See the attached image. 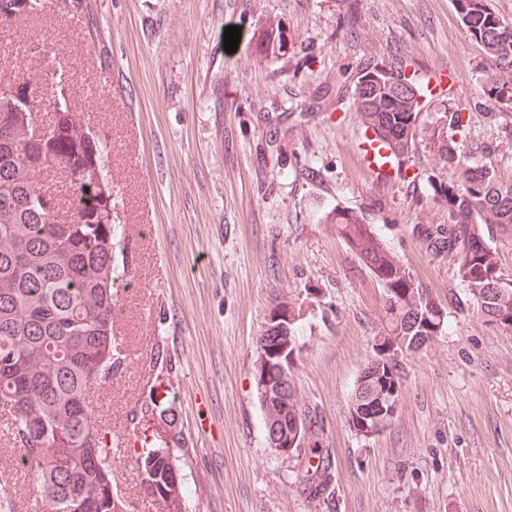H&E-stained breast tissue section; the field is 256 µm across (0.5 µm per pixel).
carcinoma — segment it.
Returning a JSON list of instances; mask_svg holds the SVG:
<instances>
[{
  "instance_id": "1",
  "label": "carcinoma",
  "mask_w": 512,
  "mask_h": 512,
  "mask_svg": "<svg viewBox=\"0 0 512 512\" xmlns=\"http://www.w3.org/2000/svg\"><path fill=\"white\" fill-rule=\"evenodd\" d=\"M455 7L464 33L483 56L484 92L511 108L512 23L488 0H455ZM28 50L39 56L35 72L0 74V408L48 512H129L112 484L109 431L97 420L91 393L96 381L89 376L96 367L106 379L124 359L114 335L117 232L108 209L114 187L106 171L112 139L66 102L43 122V137L30 138L36 117L20 111L4 90L22 80L38 94L53 96L66 70L49 52L31 44ZM405 73L400 59L368 62L355 84L364 130L385 141L396 159L417 150L422 99L431 95ZM431 146L452 171L445 194L448 226L416 225L414 233L428 255L448 257L480 309L486 288L502 277L493 232L512 235V184L501 180L491 161L464 160L452 139L439 137ZM87 214L96 219L86 221ZM330 223L384 288L380 335L417 336L416 323L446 321L434 311L441 302L361 215L338 209ZM494 314L512 326V286H504ZM258 401L267 422L304 420L307 447L317 451L319 430L293 388ZM136 412L165 431L174 421L173 402L158 398L153 387ZM129 452L159 512H185L189 491L167 439L145 437ZM330 469L326 462L315 467L316 478L302 479L315 503L333 499L335 488L326 481Z\"/></svg>"
}]
</instances>
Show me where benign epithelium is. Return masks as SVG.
Returning <instances> with one entry per match:
<instances>
[{
	"mask_svg": "<svg viewBox=\"0 0 512 512\" xmlns=\"http://www.w3.org/2000/svg\"><path fill=\"white\" fill-rule=\"evenodd\" d=\"M31 0H0V24L9 25L14 16L30 8ZM293 321L288 304L279 306L271 315L264 331V340L273 346L259 350L255 382L259 390L270 395L281 394L291 381L288 363L293 361L297 348L289 326ZM280 335H274V332ZM428 337L417 336L412 344H400L395 349L392 341L377 343L376 356L362 369L357 396L351 402L352 425L362 435H372L383 430L394 418L398 408L399 383L390 367L391 361L407 356L424 347ZM306 438L304 423L297 419L290 425L280 422L268 424L269 447L284 458L294 457L304 445Z\"/></svg>",
	"mask_w": 512,
	"mask_h": 512,
	"instance_id": "7a95c632",
	"label": "benign epithelium"
}]
</instances>
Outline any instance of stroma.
<instances>
[{"label": "stroma", "mask_w": 512, "mask_h": 512, "mask_svg": "<svg viewBox=\"0 0 512 512\" xmlns=\"http://www.w3.org/2000/svg\"><path fill=\"white\" fill-rule=\"evenodd\" d=\"M0 39V65L33 71L40 33L71 76L75 108L112 136L110 169L124 222L114 241L125 360L96 386L100 423L119 431L150 386L171 385L188 512H512V330L473 305L447 258L416 224L448 221V171L428 148L411 180L374 182L356 154L363 63L403 57L447 74L420 139L463 113L467 159L512 183V108L479 92L484 62L454 0H40ZM278 26L284 49L259 33ZM241 29L235 52L227 27ZM363 213L383 244L447 307L441 336L404 361L398 411L364 436L349 422L375 355L383 288L329 224ZM295 314L293 386L321 429L318 454L269 447L254 376L275 306ZM0 421V502L34 508ZM330 456L335 496L315 505L299 478ZM134 512H157L124 451L112 459Z\"/></svg>", "instance_id": "stroma-1"}]
</instances>
